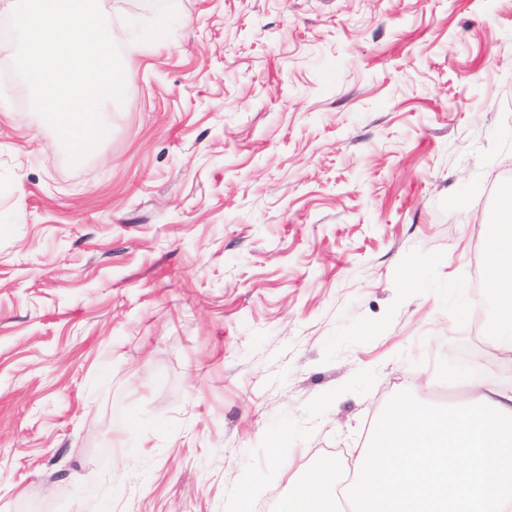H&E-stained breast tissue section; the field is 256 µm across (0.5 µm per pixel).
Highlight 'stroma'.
<instances>
[{"label":"stroma","mask_w":512,"mask_h":512,"mask_svg":"<svg viewBox=\"0 0 512 512\" xmlns=\"http://www.w3.org/2000/svg\"><path fill=\"white\" fill-rule=\"evenodd\" d=\"M175 6L75 167L0 54V512H273L398 392L447 404L449 345L512 378L472 291L512 0Z\"/></svg>","instance_id":"35a3bbf8"}]
</instances>
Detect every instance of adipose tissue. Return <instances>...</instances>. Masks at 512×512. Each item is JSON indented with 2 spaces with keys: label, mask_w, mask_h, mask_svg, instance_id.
<instances>
[{
  "label": "adipose tissue",
  "mask_w": 512,
  "mask_h": 512,
  "mask_svg": "<svg viewBox=\"0 0 512 512\" xmlns=\"http://www.w3.org/2000/svg\"><path fill=\"white\" fill-rule=\"evenodd\" d=\"M485 250L488 265L481 288L491 308L492 340L508 357L512 355V225H492Z\"/></svg>",
  "instance_id": "ef3b65f1"
}]
</instances>
